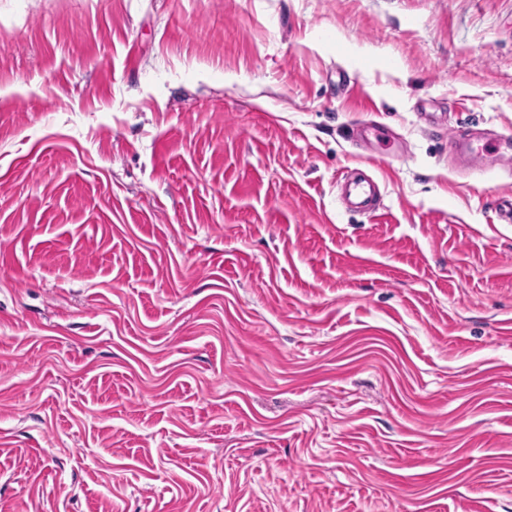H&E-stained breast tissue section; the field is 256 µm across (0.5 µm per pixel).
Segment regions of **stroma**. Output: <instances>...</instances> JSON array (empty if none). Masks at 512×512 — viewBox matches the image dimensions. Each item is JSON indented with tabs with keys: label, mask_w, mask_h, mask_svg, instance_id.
Segmentation results:
<instances>
[{
	"label": "stroma",
	"mask_w": 512,
	"mask_h": 512,
	"mask_svg": "<svg viewBox=\"0 0 512 512\" xmlns=\"http://www.w3.org/2000/svg\"><path fill=\"white\" fill-rule=\"evenodd\" d=\"M481 129L512 0H0V512H512ZM377 189L373 182L362 178H345L340 205L346 211L373 213L377 206Z\"/></svg>",
	"instance_id": "stroma-1"
}]
</instances>
